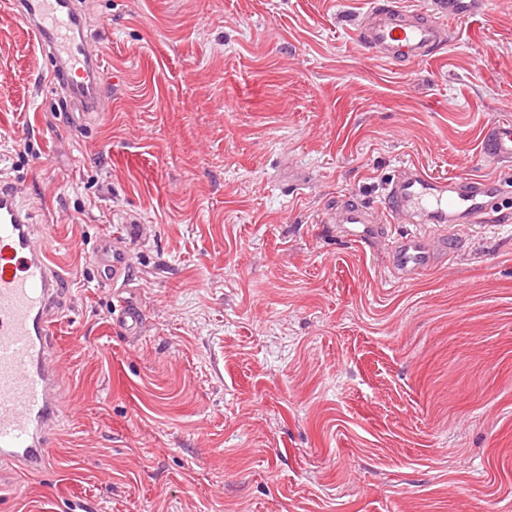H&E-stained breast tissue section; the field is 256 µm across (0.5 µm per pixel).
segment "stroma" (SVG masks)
Segmentation results:
<instances>
[{
	"label": "stroma",
	"mask_w": 512,
	"mask_h": 512,
	"mask_svg": "<svg viewBox=\"0 0 512 512\" xmlns=\"http://www.w3.org/2000/svg\"><path fill=\"white\" fill-rule=\"evenodd\" d=\"M107 111L75 119L0 6V179L63 265L65 391L48 469L0 512H512V223L394 279L379 208L406 163L498 180L512 120V0L449 19L396 67L349 28L366 0H78ZM126 242L141 336L89 257ZM483 142L488 158L498 163L512 162V122H493L483 132ZM336 224L346 237L356 242L371 243L384 236L377 213L355 202L336 204Z\"/></svg>",
	"instance_id": "35a3bbf8"
}]
</instances>
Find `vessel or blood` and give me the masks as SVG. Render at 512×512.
I'll use <instances>...</instances> for the list:
<instances>
[{
	"instance_id": "vessel-or-blood-1",
	"label": "vessel or blood",
	"mask_w": 512,
	"mask_h": 512,
	"mask_svg": "<svg viewBox=\"0 0 512 512\" xmlns=\"http://www.w3.org/2000/svg\"><path fill=\"white\" fill-rule=\"evenodd\" d=\"M27 25L42 54L82 116L105 111L99 85V56L84 32L77 0H6ZM445 18V17H444ZM429 10L404 7L400 0H369L353 35L370 54L395 64L431 58L445 44L447 25ZM488 158L512 162V122H494L483 132ZM501 185L481 178H435L413 164L402 165L385 188V212L402 224L431 228L451 224L501 223L506 216L492 203ZM346 237L371 243L383 237L377 213L355 202L336 206ZM445 244L422 234L405 235L391 247L395 278L410 280L436 265ZM102 282L118 285L129 266L127 246L100 239L92 257ZM63 275L50 242L37 235L21 189L0 180V466L38 473L51 464L62 409V378L52 360V329L62 315ZM113 329L140 335L143 309L132 297L112 307Z\"/></svg>"
}]
</instances>
